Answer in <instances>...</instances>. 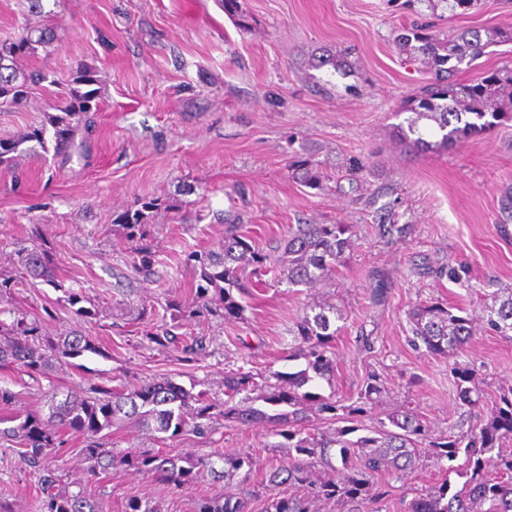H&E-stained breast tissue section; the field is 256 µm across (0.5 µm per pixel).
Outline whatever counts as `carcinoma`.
Returning a JSON list of instances; mask_svg holds the SVG:
<instances>
[{
    "mask_svg": "<svg viewBox=\"0 0 512 512\" xmlns=\"http://www.w3.org/2000/svg\"><path fill=\"white\" fill-rule=\"evenodd\" d=\"M480 0H404L403 5L415 10V4L425 3L435 10L442 7L452 13L464 12L478 6ZM52 44L51 30L26 21L22 34L16 39L0 42V112L19 105L28 96L30 85L46 81L47 71L24 72L14 59L33 54L38 48ZM400 51L421 60L433 70V78L402 106L409 113L406 124L396 127L398 138L420 151L438 152L454 142L492 129L497 121L512 113V62L492 69L474 82L456 79L461 66L472 67L491 46L512 44V27L492 30L481 37L477 31H464L452 37L443 36L432 27L412 24L402 28L396 37ZM96 82L94 72L83 68L76 72L67 91V103L60 114L49 118L53 127L54 149L67 155L74 147L80 126L91 123L97 111L92 102L96 91L82 87ZM433 122L423 129L420 122ZM46 149V127H33L12 138H0V165L12 162L15 154L23 151L37 156ZM289 167L302 172L301 178L311 189L322 188L320 175L308 159L292 161ZM153 203L145 202L133 213H125L123 221L135 231L146 224L145 211ZM376 231L379 238L393 246L406 241L411 225L400 224L391 211H376ZM345 224H300L288 231L284 240V254L288 255L285 280L291 286L308 289L331 277L350 247ZM200 263V278L196 292L203 296L208 287L220 288L224 297V316L242 315L243 306L234 293L244 294L243 274L248 267L258 271L267 261V255L255 248L251 239L230 229L224 234V244L216 250L193 255ZM21 264L25 273L54 283L51 263L46 253L35 248L25 249ZM407 318L412 342L433 356H449L462 350L476 335L473 317L465 310L439 302H422L412 307ZM481 322L487 331L512 338V289L506 295L493 294L491 303L484 304ZM296 350L307 361L306 368L297 372L273 371L255 380V375L243 367L224 373V401H217L205 389L192 392L171 380L151 379L137 386L120 388L95 387L88 392L74 391L61 401L50 400L48 420L24 410L10 417L0 418V424L14 422L0 435L8 437L20 448V461L39 473L44 498L41 512H102L90 495L83 490L69 492L56 488L59 478L44 468V461L57 448V429L62 428L81 435L97 436L115 425L133 421L162 434L161 440H174L187 433L202 437L213 432V423L219 418L226 423L241 426L264 424L270 426V435L279 441L272 448H284L288 461L270 465L266 472L264 489L269 491L262 512H311L312 500L333 501L339 512H380L378 504L384 492L375 488L374 473L389 471L401 479L414 472L421 458L420 448L432 450L437 463L452 462L464 456V475L467 480L459 489L452 488L448 479L430 486L415 495L406 512H512V453L493 454L502 447L503 440L512 439V396L500 397L489 411L487 423L470 436L448 435L429 437L428 429L414 413L393 412L387 422L352 437L359 427L345 425L328 434L317 435L307 431V402L318 404L317 411L329 414L331 420L363 415L382 393L377 375L368 376L357 404L339 406L333 397H321L305 390L319 379H330L334 374L333 342L336 330L331 328L325 308L312 304L297 318L291 329ZM148 340L160 346H181L182 360L195 362L206 355L201 338L189 344L168 327ZM98 349L89 337L81 334L61 336L54 340L40 332L35 322L18 318L0 330V363H15L28 373L46 374L53 369L52 355L62 354L78 358ZM456 400L471 409L480 407L481 399L475 386V371L458 364L454 367ZM260 401L264 408L254 406ZM344 414H338V411ZM88 470L112 467L119 460L139 471H151L161 481L175 487L189 486L199 477L230 481L240 475L247 480L256 467L248 455L219 451L212 455L178 464V460L148 452H127L118 456L111 449L92 441L81 449ZM298 486L306 490L302 497H288L276 489ZM197 512H249L248 501L233 495H214L202 499Z\"/></svg>",
    "mask_w": 512,
    "mask_h": 512,
    "instance_id": "1",
    "label": "carcinoma"
}]
</instances>
